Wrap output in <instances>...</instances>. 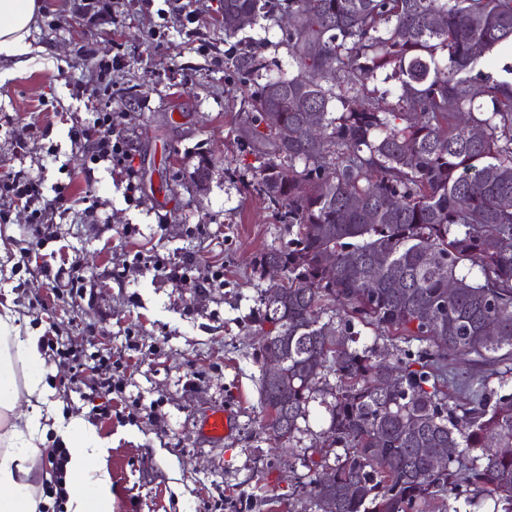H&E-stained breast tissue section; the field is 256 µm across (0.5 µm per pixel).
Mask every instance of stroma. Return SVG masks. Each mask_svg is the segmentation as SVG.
Listing matches in <instances>:
<instances>
[{
    "label": "stroma",
    "instance_id": "35a3bbf8",
    "mask_svg": "<svg viewBox=\"0 0 512 512\" xmlns=\"http://www.w3.org/2000/svg\"><path fill=\"white\" fill-rule=\"evenodd\" d=\"M79 2L42 0L30 52L0 56V173L39 181L48 214L30 257L28 205L0 198V304L79 355L76 371L46 351L44 373L64 413L111 443L112 512H310L298 489L336 451L316 402L290 446L262 427L260 299L273 279L254 260L290 235L251 188L261 158L245 107L259 81L232 64L257 49L269 75L296 72L288 0L233 37L224 0H192L191 24L174 2L116 0L96 21ZM100 108L130 150L135 192L74 136ZM74 269L83 287L70 298ZM226 406L236 424L216 442L204 422Z\"/></svg>",
    "mask_w": 512,
    "mask_h": 512
}]
</instances>
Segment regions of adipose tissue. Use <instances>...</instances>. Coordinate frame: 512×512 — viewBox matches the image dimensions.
<instances>
[{"label":"adipose tissue","instance_id":"1","mask_svg":"<svg viewBox=\"0 0 512 512\" xmlns=\"http://www.w3.org/2000/svg\"><path fill=\"white\" fill-rule=\"evenodd\" d=\"M40 0H0V55L29 52ZM36 332H22L9 307L0 308V512H39L36 490L49 439L67 448L65 512H112L107 439L79 416H64L45 379Z\"/></svg>","mask_w":512,"mask_h":512}]
</instances>
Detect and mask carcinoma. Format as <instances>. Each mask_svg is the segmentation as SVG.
Wrapping results in <instances>:
<instances>
[{
	"label": "carcinoma",
	"instance_id": "cac0c4a2",
	"mask_svg": "<svg viewBox=\"0 0 512 512\" xmlns=\"http://www.w3.org/2000/svg\"><path fill=\"white\" fill-rule=\"evenodd\" d=\"M271 8L224 0L245 19L233 34ZM288 14L298 72L265 76L248 101L263 155L252 191L296 228L256 261L285 289L261 298L262 349L285 355L277 381L260 379L264 428L294 441L331 372L325 434L341 452L322 465L334 483L303 487L314 512L324 498L335 512H512V394L480 375L512 362V0H288ZM380 72L395 85L375 96ZM329 305L339 320H322ZM364 329L427 348L381 355L357 347ZM450 356L470 367L453 407Z\"/></svg>",
	"mask_w": 512,
	"mask_h": 512
}]
</instances>
